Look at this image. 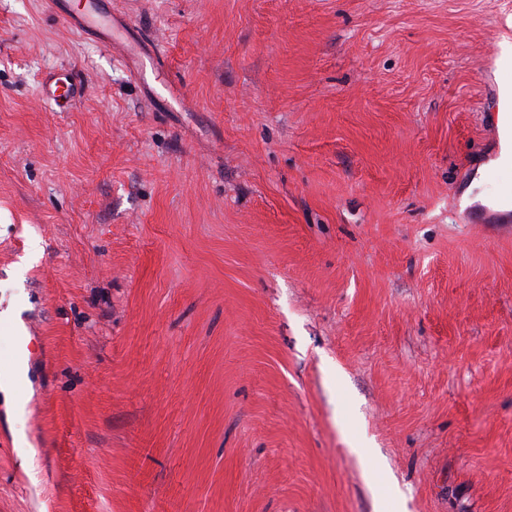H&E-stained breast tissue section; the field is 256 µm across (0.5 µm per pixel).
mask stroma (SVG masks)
<instances>
[{
    "label": "stroma",
    "mask_w": 512,
    "mask_h": 512,
    "mask_svg": "<svg viewBox=\"0 0 512 512\" xmlns=\"http://www.w3.org/2000/svg\"><path fill=\"white\" fill-rule=\"evenodd\" d=\"M109 8L0 0V512H512V0ZM101 4L100 0H88L83 12L71 13L69 17L78 29L112 41V14L108 13ZM28 357L27 350L20 356L13 373L1 383V391L4 395L6 410L13 416H21L25 413L26 400L17 391L15 380L22 378L29 383L28 380Z\"/></svg>",
    "instance_id": "1"
}]
</instances>
